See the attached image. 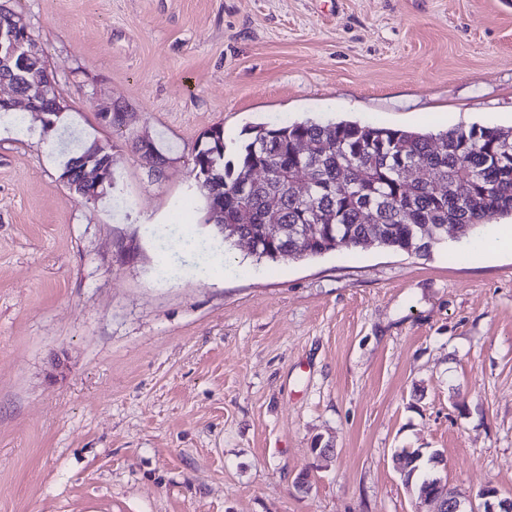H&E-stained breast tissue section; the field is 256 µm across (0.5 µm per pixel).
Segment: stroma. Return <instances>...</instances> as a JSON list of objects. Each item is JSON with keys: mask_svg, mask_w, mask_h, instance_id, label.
<instances>
[{"mask_svg": "<svg viewBox=\"0 0 512 512\" xmlns=\"http://www.w3.org/2000/svg\"><path fill=\"white\" fill-rule=\"evenodd\" d=\"M0 3L67 104L0 138V512H416L417 448L512 498V252L259 262L191 161L284 119L512 128V0ZM73 137L114 157L113 201L69 189ZM418 450L419 449H416L412 453H407L406 455V464L403 471V481L405 485L410 487V489L413 491L419 505H422V496L429 495L430 491L429 486L426 484L428 476L422 471L423 458L417 463H415L416 458H413Z\"/></svg>", "mask_w": 512, "mask_h": 512, "instance_id": "obj_1", "label": "stroma"}]
</instances>
